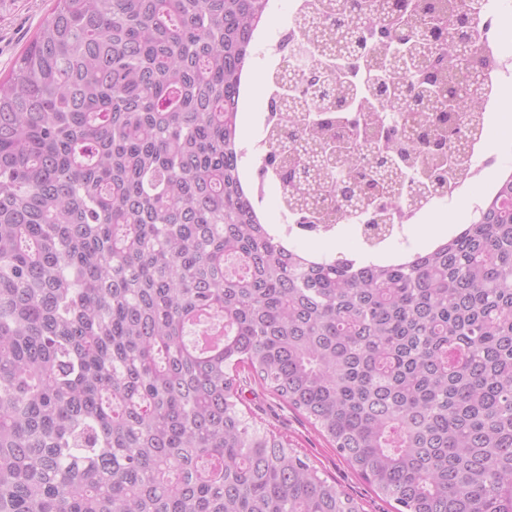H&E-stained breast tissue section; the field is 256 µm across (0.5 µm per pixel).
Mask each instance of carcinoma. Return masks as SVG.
<instances>
[{"label":"carcinoma","instance_id":"obj_1","mask_svg":"<svg viewBox=\"0 0 512 512\" xmlns=\"http://www.w3.org/2000/svg\"><path fill=\"white\" fill-rule=\"evenodd\" d=\"M485 2L296 19L315 59L284 76L267 168L297 223L354 220L347 197L384 241L448 156L470 164L444 130L482 110ZM268 3L54 0L0 79V512H362L241 411L244 368L394 512H512V173L405 259L289 246L239 168ZM447 86L466 89L450 115Z\"/></svg>","mask_w":512,"mask_h":512}]
</instances>
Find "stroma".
<instances>
[{
	"label": "stroma",
	"instance_id": "35a3bbf8",
	"mask_svg": "<svg viewBox=\"0 0 512 512\" xmlns=\"http://www.w3.org/2000/svg\"><path fill=\"white\" fill-rule=\"evenodd\" d=\"M51 0H0V76L6 75L15 58L26 47L50 11ZM268 109V97L262 84H255L251 95L239 101L241 145L249 147L262 135L261 120ZM485 156L495 157L498 166L512 169V109L502 106L488 115V130L481 147ZM496 168L486 171L483 181L470 185L465 198L438 200L409 224L403 237L386 241L387 249L408 252L424 250L429 239L424 227L439 222L448 225L471 223L475 215L471 200L484 195L487 184L496 178ZM294 247L317 257L334 259L355 257L366 252L365 243L351 230L336 235L300 236ZM243 409L261 427L288 441L291 447L306 454L328 480L336 483L362 506L363 512H392L389 503L354 471L302 414L274 397L258 382H251L244 397Z\"/></svg>",
	"mask_w": 512,
	"mask_h": 512
}]
</instances>
